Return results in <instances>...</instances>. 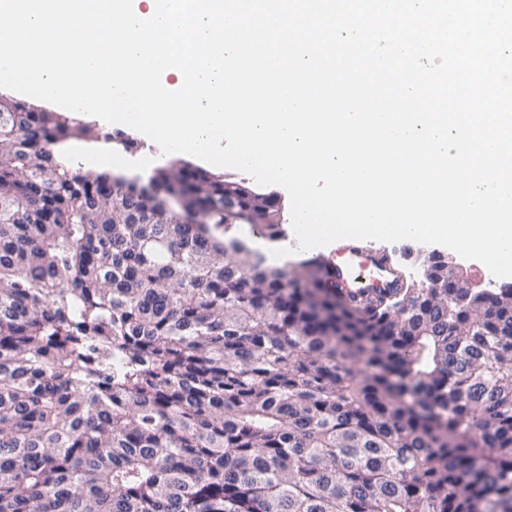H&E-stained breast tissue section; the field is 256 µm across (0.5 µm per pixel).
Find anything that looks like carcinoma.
I'll list each match as a JSON object with an SVG mask.
<instances>
[{"instance_id":"1","label":"carcinoma","mask_w":512,"mask_h":512,"mask_svg":"<svg viewBox=\"0 0 512 512\" xmlns=\"http://www.w3.org/2000/svg\"><path fill=\"white\" fill-rule=\"evenodd\" d=\"M0 512H512V291L328 288L271 266L269 194L171 163L185 209L60 159L86 124L5 101Z\"/></svg>"}]
</instances>
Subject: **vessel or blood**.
<instances>
[{"mask_svg":"<svg viewBox=\"0 0 512 512\" xmlns=\"http://www.w3.org/2000/svg\"><path fill=\"white\" fill-rule=\"evenodd\" d=\"M329 285L357 288L370 285L388 286L393 278L382 252L376 250H342L329 255H316Z\"/></svg>","mask_w":512,"mask_h":512,"instance_id":"1","label":"vessel or blood"}]
</instances>
